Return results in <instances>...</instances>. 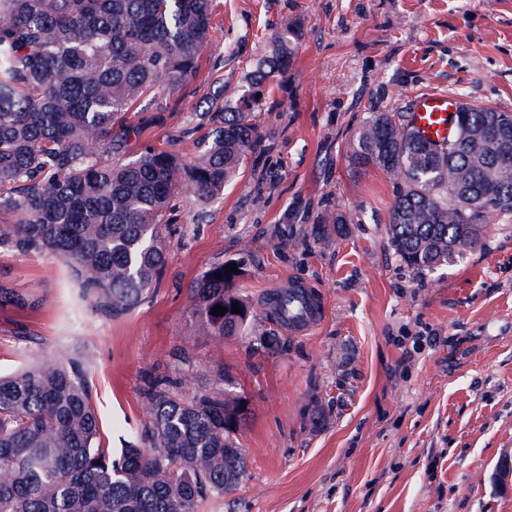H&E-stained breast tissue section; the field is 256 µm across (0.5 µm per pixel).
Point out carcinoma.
<instances>
[{
    "label": "carcinoma",
    "instance_id": "cac0c4a2",
    "mask_svg": "<svg viewBox=\"0 0 512 512\" xmlns=\"http://www.w3.org/2000/svg\"><path fill=\"white\" fill-rule=\"evenodd\" d=\"M212 13V0H0V214L12 217L0 224V249L55 255L113 317L143 303L160 278L173 197L188 186L205 201L224 193L255 142L260 86L294 55L290 30L231 109L208 116L194 159L156 147L122 158L134 132L126 112L196 74ZM502 116L512 153V114L477 105L458 147L424 141L388 112L360 130L354 162L400 185L389 236L408 266L454 264L478 242L487 211L512 212V168L499 169L484 143ZM235 277L218 264L193 288L195 323L219 341L248 320ZM217 305L227 312L212 315ZM292 309L288 296L273 298L266 318L286 320ZM92 363L73 352L0 376V512H196L200 500L238 488L244 453L228 459L244 417L237 397L177 394L187 371L148 374L146 421L116 458L99 443Z\"/></svg>",
    "mask_w": 512,
    "mask_h": 512
}]
</instances>
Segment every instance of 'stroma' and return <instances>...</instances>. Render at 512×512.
<instances>
[{
  "label": "stroma",
  "instance_id": "1",
  "mask_svg": "<svg viewBox=\"0 0 512 512\" xmlns=\"http://www.w3.org/2000/svg\"><path fill=\"white\" fill-rule=\"evenodd\" d=\"M213 6L196 75L128 112L127 151L193 159L215 90L234 103L274 36L297 30L287 70L262 88L252 150L223 195L170 202L160 283L125 315L96 311L55 256L1 249L0 286L31 304L0 305V374L92 351L99 440L116 451L145 420L147 373L181 354L193 392L232 380L246 475L196 512H512V213L460 261L419 271L389 240L398 185L351 161L375 113H408L422 92L512 113V0ZM221 263L263 328L269 293L292 282L319 295L323 320L272 351L249 327L221 342L196 332L192 288Z\"/></svg>",
  "mask_w": 512,
  "mask_h": 512
}]
</instances>
